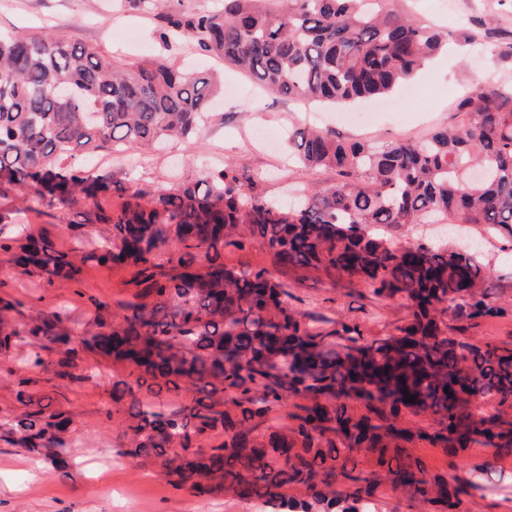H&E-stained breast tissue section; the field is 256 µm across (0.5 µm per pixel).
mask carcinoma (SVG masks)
<instances>
[{"instance_id":"obj_1","label":"carcinoma","mask_w":512,"mask_h":512,"mask_svg":"<svg viewBox=\"0 0 512 512\" xmlns=\"http://www.w3.org/2000/svg\"><path fill=\"white\" fill-rule=\"evenodd\" d=\"M394 0H224L188 12L168 2L157 40L165 53L122 69L95 47L55 32H0V185L29 183L31 203L70 209L112 196V180L81 154L151 148L188 138L219 92L213 76L175 69L166 52L184 40L282 97L316 103L381 96L415 75L444 35L390 7ZM461 123L420 142L379 149L333 132L297 128L298 161L336 171L328 186L287 203L253 192L230 165L194 182L134 193L86 213L110 240L62 250L47 236L0 239L16 276L50 286L77 279L78 262L131 267L136 292L75 339L61 313L15 322L0 299V371L25 349L29 368L53 351L72 382L81 354L129 369L112 383L109 416L125 421L124 454L160 468L198 498L229 494L271 512H372L387 485L430 512H462L472 490L507 479L479 463L469 476L433 472L419 448L452 458L482 445L512 456V347L474 343L466 324L501 314L490 267L476 246L405 247L367 232L393 224H496L512 235V91L476 89L457 104ZM178 245L166 262L155 251ZM256 244L300 276L322 273L402 300L406 323L383 338L297 310L266 267L224 264V249ZM206 270L196 268L199 259ZM0 439L64 464L72 419L26 391ZM415 401H404L405 395ZM345 486L339 495L336 487ZM292 487L305 498H288Z\"/></svg>"}]
</instances>
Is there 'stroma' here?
<instances>
[{"label": "stroma", "instance_id": "stroma-1", "mask_svg": "<svg viewBox=\"0 0 512 512\" xmlns=\"http://www.w3.org/2000/svg\"><path fill=\"white\" fill-rule=\"evenodd\" d=\"M454 10L441 13L436 0H404L403 10L455 34L448 48L436 55L416 77L418 92L397 91V111L380 116L372 125L355 128L342 124L334 109L288 101L267 94L246 75L226 68L222 61L202 55L189 44L171 51L173 61L191 73L219 72L237 94L220 96L217 111L223 120L201 125L187 141L154 151L130 149L117 154L104 173L117 191L111 204L133 192H151L183 180H193L207 170L231 164L251 175L255 189L267 197H286L293 189L313 184L326 186L336 178L332 170H311L289 163L280 138L288 130L314 123L343 137L379 146L395 139L419 140L432 129L453 124L458 101L474 90V76L487 74L490 83L512 87V57L494 49V38L475 30L472 18L491 19L493 26L512 32V0H455ZM156 12L126 7L124 0H0V28L50 30L71 42L95 47L127 67L159 54L154 32ZM258 130L278 136L267 146L255 138ZM30 187L15 184L0 188V235L26 232L50 237L57 247L70 248L75 236L96 241L99 226L83 221L94 202L67 210L28 209ZM461 237L482 244V260L492 270V293L500 316L478 322L466 335L478 341L512 345V238L490 224H465ZM10 256L0 252V298L19 300L21 315L66 309L69 328L93 315L94 301L115 303L135 291L128 268L83 264L78 281L56 280L32 289L9 273ZM298 309L328 319L361 325L370 338L393 332L409 315L405 303L382 301L361 289L351 291L312 272L300 277L279 271ZM44 366L21 369L29 391L50 397L55 407L73 414L69 440L70 468L55 469L46 460L32 458L23 449L0 440V512H252L249 503L218 494L200 499L170 485L157 468L143 466L123 453L125 438L120 419H109L112 382L126 378L125 366L87 356L83 367L95 371L94 379L73 383L57 374L56 354Z\"/></svg>", "mask_w": 512, "mask_h": 512}]
</instances>
